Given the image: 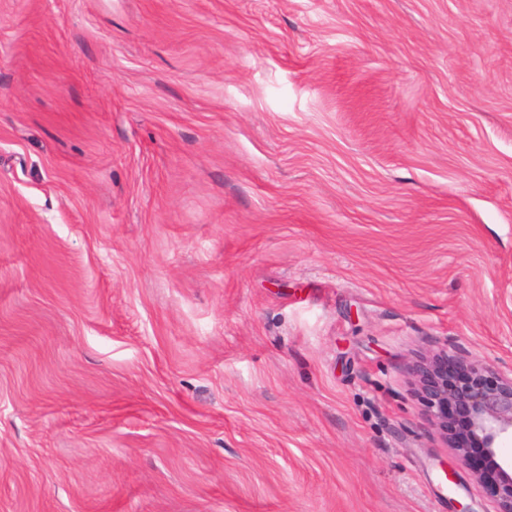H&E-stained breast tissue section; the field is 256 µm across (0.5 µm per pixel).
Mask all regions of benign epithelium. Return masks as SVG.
<instances>
[{
  "label": "benign epithelium",
  "instance_id": "7a95c632",
  "mask_svg": "<svg viewBox=\"0 0 512 512\" xmlns=\"http://www.w3.org/2000/svg\"><path fill=\"white\" fill-rule=\"evenodd\" d=\"M416 390L431 425L458 465L487 485L495 512H512V458L501 443L512 438V373L500 374L477 361H448L437 353L413 368Z\"/></svg>",
  "mask_w": 512,
  "mask_h": 512
}]
</instances>
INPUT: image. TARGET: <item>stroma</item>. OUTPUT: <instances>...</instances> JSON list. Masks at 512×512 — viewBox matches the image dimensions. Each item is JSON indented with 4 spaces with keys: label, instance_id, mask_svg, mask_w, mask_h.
<instances>
[{
    "label": "stroma",
    "instance_id": "obj_1",
    "mask_svg": "<svg viewBox=\"0 0 512 512\" xmlns=\"http://www.w3.org/2000/svg\"><path fill=\"white\" fill-rule=\"evenodd\" d=\"M443 351L512 372V0H0V512H493Z\"/></svg>",
    "mask_w": 512,
    "mask_h": 512
}]
</instances>
